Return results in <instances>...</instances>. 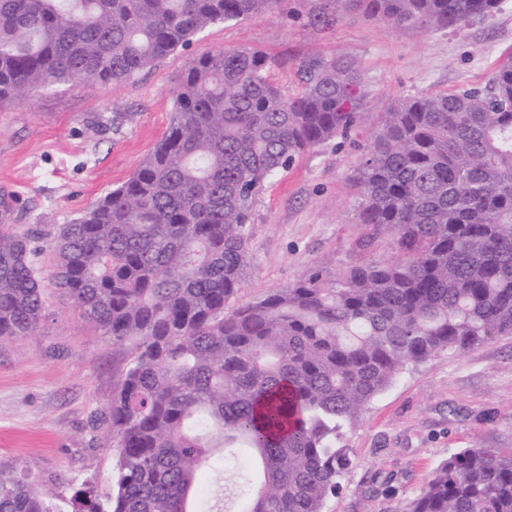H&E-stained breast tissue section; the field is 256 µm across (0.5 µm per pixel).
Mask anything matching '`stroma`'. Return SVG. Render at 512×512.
Listing matches in <instances>:
<instances>
[{"mask_svg": "<svg viewBox=\"0 0 512 512\" xmlns=\"http://www.w3.org/2000/svg\"><path fill=\"white\" fill-rule=\"evenodd\" d=\"M314 0H282L240 22L216 24L134 79L62 87L0 107V186L17 193L25 224H62L127 180L169 125L189 59L215 49H258L271 76L295 93V63L311 55L355 58L374 101L476 86L512 56V0L459 29H397L354 12L312 26ZM124 113L112 129L114 113ZM350 147L327 141L276 176L258 201L237 299L255 301L319 269L330 277L394 255L367 244L349 176ZM122 369L115 346L54 287L35 335L0 340V472L35 478L50 501L80 483L106 487L112 453L108 408ZM343 443L353 468L325 512H405L436 467L462 448H512V336L442 352L376 396Z\"/></svg>", "mask_w": 512, "mask_h": 512, "instance_id": "obj_1", "label": "stroma"}]
</instances>
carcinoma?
<instances>
[{
  "label": "carcinoma",
  "mask_w": 512,
  "mask_h": 512,
  "mask_svg": "<svg viewBox=\"0 0 512 512\" xmlns=\"http://www.w3.org/2000/svg\"><path fill=\"white\" fill-rule=\"evenodd\" d=\"M280 0H0V106L65 85L130 80L207 28ZM396 28L457 29L503 0H323ZM260 50L194 56L169 126L137 171L64 224L18 223L0 188V339L32 335L44 283L64 290L124 367L108 407L109 490L62 505L0 473V512H217L200 484L243 448L263 481L240 512H324L353 461L342 445L405 370L512 335V61L476 87L381 113L352 176L367 244L389 261L311 271L237 304L248 225L267 184L308 149L356 143L369 94L347 56L296 62L299 92ZM48 252L51 270L37 262ZM407 512H512V450L462 448Z\"/></svg>",
  "instance_id": "1"
}]
</instances>
